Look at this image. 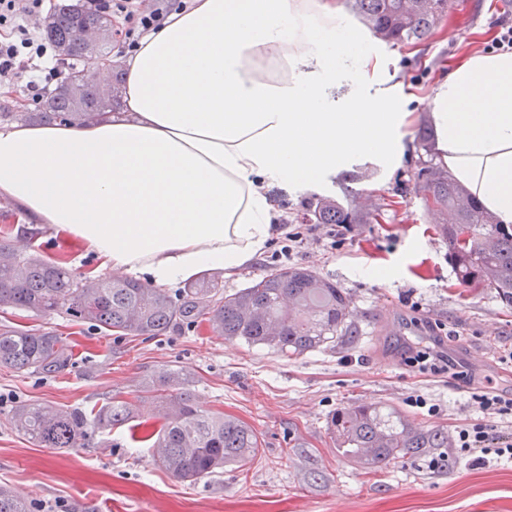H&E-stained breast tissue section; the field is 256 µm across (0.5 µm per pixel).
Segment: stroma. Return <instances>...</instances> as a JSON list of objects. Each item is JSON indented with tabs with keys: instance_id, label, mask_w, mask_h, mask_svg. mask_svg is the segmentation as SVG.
I'll list each match as a JSON object with an SVG mask.
<instances>
[{
	"instance_id": "obj_1",
	"label": "stroma",
	"mask_w": 512,
	"mask_h": 512,
	"mask_svg": "<svg viewBox=\"0 0 512 512\" xmlns=\"http://www.w3.org/2000/svg\"><path fill=\"white\" fill-rule=\"evenodd\" d=\"M497 18L512 19V0H448L420 45L378 39L373 45L404 90L423 98L464 50H488L480 31ZM416 110L395 170L369 161L351 166L358 197L346 196L338 177L322 188L275 195L285 224L299 223L315 198L361 210L344 245L311 237L287 260L346 288L360 327L352 344L286 357L225 341L205 326L131 337L88 328L61 311L0 312V325L52 331L75 352L71 365L52 377L0 368V486L22 497L30 512H53L60 503L69 512H512V462L433 469L423 457L368 469L343 458L327 429L341 405L384 402L450 432L478 415L467 379L512 392V367L498 361L499 347L512 344V307L493 289L471 290L455 277L439 218L415 188L426 156L419 138L432 131L426 103ZM16 219V210L0 201V239L32 246L51 261L65 259L77 277L107 276L81 245L63 243L47 228L17 231ZM380 267L391 277L374 276ZM414 301L422 306L416 315ZM430 321L442 324L448 355L464 378L405 365L404 355L427 336ZM180 368L193 374L204 410L237 417L258 432L262 449L248 472L228 467L180 482L156 463L153 449L134 446L127 428L92 434L85 447L61 451L34 445L8 423L10 408L20 403L88 412L109 401H136L155 425L158 410L142 399L143 387L155 372Z\"/></svg>"
}]
</instances>
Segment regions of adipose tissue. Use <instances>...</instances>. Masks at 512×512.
<instances>
[{
	"instance_id": "1",
	"label": "adipose tissue",
	"mask_w": 512,
	"mask_h": 512,
	"mask_svg": "<svg viewBox=\"0 0 512 512\" xmlns=\"http://www.w3.org/2000/svg\"><path fill=\"white\" fill-rule=\"evenodd\" d=\"M340 12L338 0H185L119 55L122 115L0 126V199L156 285L237 273L271 234L269 190L405 154L414 116L381 53L337 29ZM429 117L443 166L512 225V51L462 54Z\"/></svg>"
}]
</instances>
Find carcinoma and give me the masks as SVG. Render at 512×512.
Here are the masks:
<instances>
[{
    "label": "carcinoma",
    "instance_id": "carcinoma-1",
    "mask_svg": "<svg viewBox=\"0 0 512 512\" xmlns=\"http://www.w3.org/2000/svg\"><path fill=\"white\" fill-rule=\"evenodd\" d=\"M351 10L379 39L392 44L427 39L443 17L447 0L425 9L414 0H348ZM107 14L80 3H60L45 21L46 38L61 60L84 63L110 59L112 39L93 47L80 41L83 29L108 25ZM72 66L54 92L34 112L0 107V124L17 122L88 123L112 111V97L98 98L78 82ZM415 187L435 210L448 215L440 232L448 242V259L460 283L492 288L512 306V226L485 211L468 190L430 161L421 162ZM310 224H354L358 213L328 199L305 205ZM0 309L35 316L64 311L97 330L131 336H161L176 325L206 322L227 341H243L282 355L335 348L359 335L347 291L336 282L297 266H276L248 287L226 294L219 280L201 277L172 299L162 288L129 278L78 279L63 265L37 252L20 253L0 241ZM73 350L50 331L0 328V366L17 371L57 374L71 365ZM185 370H167L145 392L161 409L160 428L144 436L156 448L160 465L175 479L194 481L224 471L247 469L262 443L246 423L206 412L196 404ZM15 431L41 448H81L89 432L110 433L127 423L144 424L135 405L111 402L87 415L77 408L25 403L9 416ZM330 430L341 454L368 468L452 447L448 433L411 422L388 404L352 403L336 410ZM0 512H28L12 490L0 487Z\"/></svg>",
    "mask_w": 512,
    "mask_h": 512
}]
</instances>
